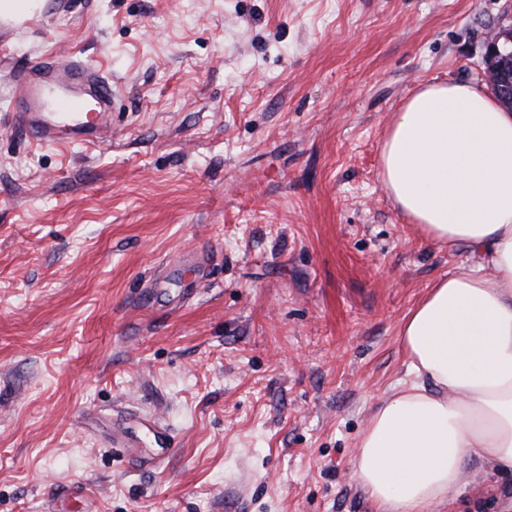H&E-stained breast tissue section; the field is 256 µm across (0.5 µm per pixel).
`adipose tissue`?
I'll use <instances>...</instances> for the list:
<instances>
[{"label": "adipose tissue", "mask_w": 512, "mask_h": 512, "mask_svg": "<svg viewBox=\"0 0 512 512\" xmlns=\"http://www.w3.org/2000/svg\"><path fill=\"white\" fill-rule=\"evenodd\" d=\"M382 182L435 243L480 259L403 316L408 379L366 418L353 478L376 512H439L466 458L512 471V111L430 84L393 118Z\"/></svg>", "instance_id": "adipose-tissue-1"}]
</instances>
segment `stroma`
Segmentation results:
<instances>
[{"mask_svg":"<svg viewBox=\"0 0 512 512\" xmlns=\"http://www.w3.org/2000/svg\"><path fill=\"white\" fill-rule=\"evenodd\" d=\"M504 6L53 0L0 40V512H374L351 472L401 320L475 260L396 208L382 145L424 86L480 82ZM50 53L110 74L107 144L14 117ZM466 469L447 512H512V472Z\"/></svg>","mask_w":512,"mask_h":512,"instance_id":"stroma-1","label":"stroma"}]
</instances>
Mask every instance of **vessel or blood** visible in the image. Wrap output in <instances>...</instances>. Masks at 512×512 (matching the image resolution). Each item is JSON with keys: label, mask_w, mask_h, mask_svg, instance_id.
<instances>
[{"label": "vessel or blood", "mask_w": 512, "mask_h": 512, "mask_svg": "<svg viewBox=\"0 0 512 512\" xmlns=\"http://www.w3.org/2000/svg\"><path fill=\"white\" fill-rule=\"evenodd\" d=\"M50 10L49 0H25L23 8L0 10V32H19ZM10 94L17 117L42 145H92L106 135L99 118L112 105V80L74 56L45 60L25 70Z\"/></svg>", "instance_id": "b4317fda"}]
</instances>
